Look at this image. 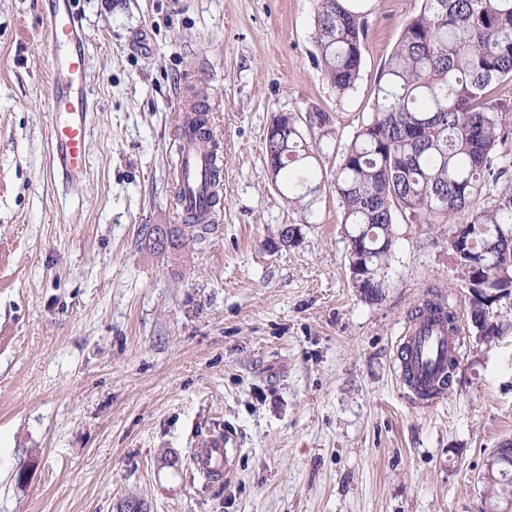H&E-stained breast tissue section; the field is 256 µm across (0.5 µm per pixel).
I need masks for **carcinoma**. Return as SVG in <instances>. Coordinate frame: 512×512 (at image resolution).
Returning a JSON list of instances; mask_svg holds the SVG:
<instances>
[{
  "label": "carcinoma",
  "instance_id": "obj_1",
  "mask_svg": "<svg viewBox=\"0 0 512 512\" xmlns=\"http://www.w3.org/2000/svg\"><path fill=\"white\" fill-rule=\"evenodd\" d=\"M369 0H316V60L340 94L354 89L367 37ZM512 76V0H422L385 63L372 120L354 136L336 171L342 224L355 253L351 274L360 295L375 301L386 286L395 243V214L413 224H446L456 278L471 298L465 329L485 343L505 323L486 294L512 276V165L497 152L509 136L501 107L487 88ZM268 167L283 180L288 202L309 210L321 189L314 151L301 122L269 129ZM201 217L183 228L156 226L149 238L177 248L189 236L202 243ZM490 499L512 492V450H502L486 482Z\"/></svg>",
  "mask_w": 512,
  "mask_h": 512
}]
</instances>
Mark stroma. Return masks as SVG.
I'll list each match as a JSON object with an SVG mask.
<instances>
[{"label":"stroma","instance_id":"35a3bbf8","mask_svg":"<svg viewBox=\"0 0 512 512\" xmlns=\"http://www.w3.org/2000/svg\"><path fill=\"white\" fill-rule=\"evenodd\" d=\"M422 0H371L354 90L315 61L313 0H74L95 103L87 173L49 174V0H0V512H484L512 442V298L463 349L446 398L411 408L394 346L431 294L458 312L448 228L397 219L386 288H354L336 170L374 114L384 64ZM204 98L224 208L204 243L176 226L175 111ZM304 129L322 192L292 206L267 169L280 113ZM298 225L294 244L280 240ZM233 434L236 469L190 456ZM234 439L221 432L206 438L191 455L192 465L199 471L210 475L211 480L219 482L227 478L235 467V457L227 448L232 446Z\"/></svg>","mask_w":512,"mask_h":512}]
</instances>
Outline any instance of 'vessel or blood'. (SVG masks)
<instances>
[{"label":"vessel or blood","instance_id":"obj_1","mask_svg":"<svg viewBox=\"0 0 512 512\" xmlns=\"http://www.w3.org/2000/svg\"><path fill=\"white\" fill-rule=\"evenodd\" d=\"M44 40L52 55L53 88L51 178L66 184L88 169V137L92 104L85 79L88 55L81 45L79 20L71 0H53ZM174 178L182 193L175 213L187 219L205 208L213 192L212 162L207 143L183 132ZM461 328H449L448 307L441 304L413 316L405 324L396 353L398 379L409 404L416 409L436 406L447 395L448 365L459 361ZM231 435L215 433L191 455L193 466L218 482L228 477L235 458L228 452Z\"/></svg>","mask_w":512,"mask_h":512}]
</instances>
